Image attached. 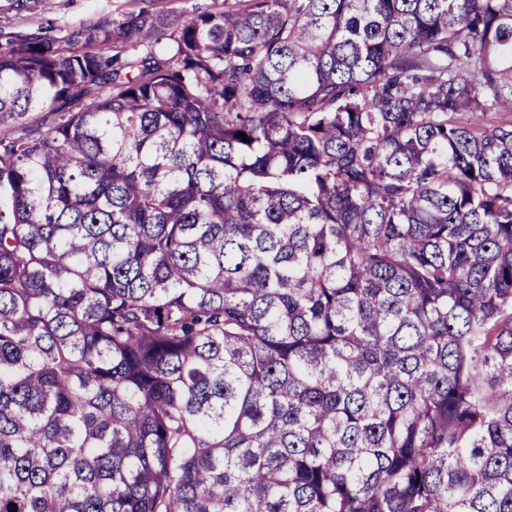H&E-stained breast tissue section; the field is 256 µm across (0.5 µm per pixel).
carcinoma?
Returning a JSON list of instances; mask_svg holds the SVG:
<instances>
[{
	"label": "carcinoma",
	"mask_w": 512,
	"mask_h": 512,
	"mask_svg": "<svg viewBox=\"0 0 512 512\" xmlns=\"http://www.w3.org/2000/svg\"><path fill=\"white\" fill-rule=\"evenodd\" d=\"M134 2L0 0V512H512V0ZM132 0H47L45 9L35 15L22 14L13 21L19 27L50 25L71 28L86 20L111 19L131 7Z\"/></svg>",
	"instance_id": "carcinoma-1"
}]
</instances>
